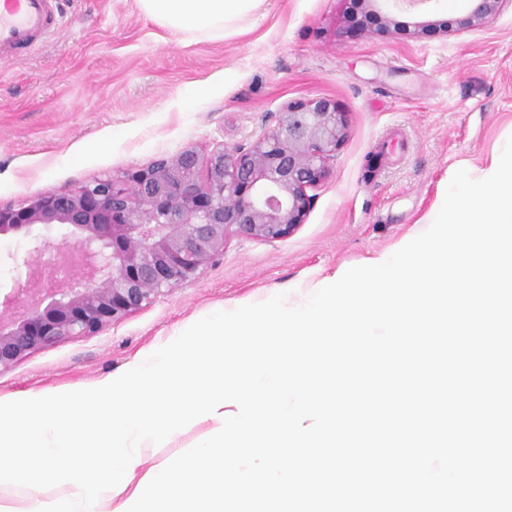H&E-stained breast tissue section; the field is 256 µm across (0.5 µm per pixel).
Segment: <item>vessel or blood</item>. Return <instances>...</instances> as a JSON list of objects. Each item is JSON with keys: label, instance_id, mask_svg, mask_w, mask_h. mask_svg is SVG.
Segmentation results:
<instances>
[{"label": "vessel or blood", "instance_id": "b4317fda", "mask_svg": "<svg viewBox=\"0 0 512 512\" xmlns=\"http://www.w3.org/2000/svg\"><path fill=\"white\" fill-rule=\"evenodd\" d=\"M58 12L59 0H13L0 14V51L32 46L50 32Z\"/></svg>", "mask_w": 512, "mask_h": 512}]
</instances>
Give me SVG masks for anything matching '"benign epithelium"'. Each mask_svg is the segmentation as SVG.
<instances>
[{"instance_id":"obj_1","label":"benign epithelium","mask_w":512,"mask_h":512,"mask_svg":"<svg viewBox=\"0 0 512 512\" xmlns=\"http://www.w3.org/2000/svg\"><path fill=\"white\" fill-rule=\"evenodd\" d=\"M512 0H475L464 18L418 27L449 33L479 25ZM328 98L297 100L252 145L201 160L193 148L121 176L105 175L0 205V236L23 234L27 280L0 298V373L32 352L90 338L146 308L224 255L231 233L278 241L304 223L328 165L347 136ZM75 239L68 252L51 234Z\"/></svg>"}]
</instances>
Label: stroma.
Instances as JSON below:
<instances>
[{
	"label": "stroma",
	"instance_id": "35a3bbf8",
	"mask_svg": "<svg viewBox=\"0 0 512 512\" xmlns=\"http://www.w3.org/2000/svg\"><path fill=\"white\" fill-rule=\"evenodd\" d=\"M353 0H263L220 40L158 25L137 0H64L51 36L0 53V201L119 176L187 147L250 145L288 103L324 97L348 134L303 224L267 242L230 236L195 279L97 336L36 351L0 396L89 384L211 310L364 265L422 219L462 167L512 137V8L448 34L446 0L397 8L390 31L350 30Z\"/></svg>",
	"mask_w": 512,
	"mask_h": 512
}]
</instances>
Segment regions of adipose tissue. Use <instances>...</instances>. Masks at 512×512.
Wrapping results in <instances>:
<instances>
[{
	"instance_id": "adipose-tissue-1",
	"label": "adipose tissue",
	"mask_w": 512,
	"mask_h": 512,
	"mask_svg": "<svg viewBox=\"0 0 512 512\" xmlns=\"http://www.w3.org/2000/svg\"><path fill=\"white\" fill-rule=\"evenodd\" d=\"M262 0H138L157 24L186 37L218 40L246 19Z\"/></svg>"
}]
</instances>
